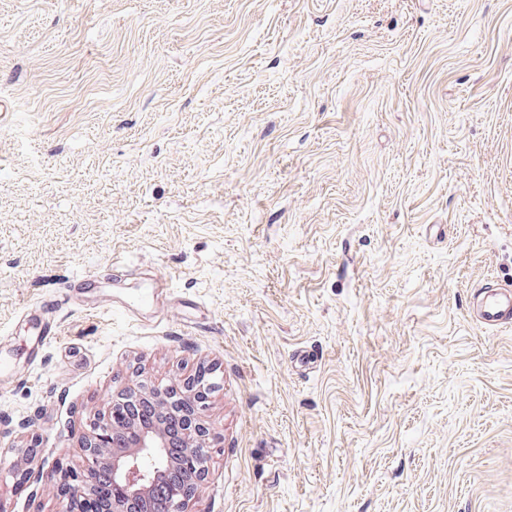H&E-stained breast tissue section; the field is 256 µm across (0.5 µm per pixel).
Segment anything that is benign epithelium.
I'll list each match as a JSON object with an SVG mask.
<instances>
[{"mask_svg":"<svg viewBox=\"0 0 512 512\" xmlns=\"http://www.w3.org/2000/svg\"><path fill=\"white\" fill-rule=\"evenodd\" d=\"M210 381L192 376L166 385H147L140 381L110 401L106 414L90 425L81 443L85 467L65 471L70 495L61 512H78L77 497L98 481L101 470L112 475V497L102 512H151L157 498L167 499V512H186L208 474L210 432L204 421ZM179 416L184 422L182 447H171L163 420ZM152 457L169 467L187 471L184 483L158 482V475L140 470V462Z\"/></svg>","mask_w":512,"mask_h":512,"instance_id":"obj_1","label":"benign epithelium"}]
</instances>
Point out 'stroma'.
Wrapping results in <instances>:
<instances>
[{"label":"stroma","instance_id":"stroma-1","mask_svg":"<svg viewBox=\"0 0 512 512\" xmlns=\"http://www.w3.org/2000/svg\"><path fill=\"white\" fill-rule=\"evenodd\" d=\"M0 100V512L201 366L187 512H512V0H0ZM484 296L479 303L471 302V316L488 329L512 326V280L486 282Z\"/></svg>","mask_w":512,"mask_h":512}]
</instances>
